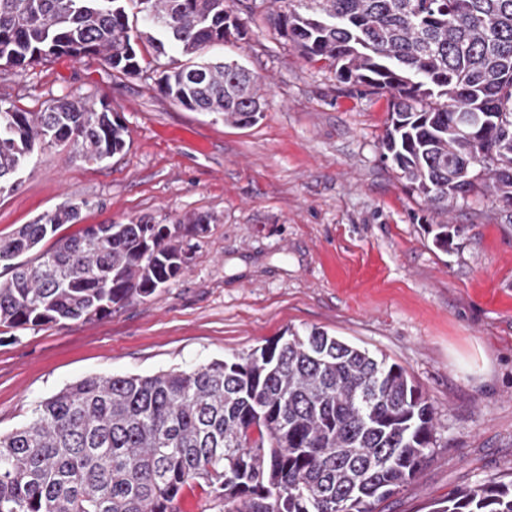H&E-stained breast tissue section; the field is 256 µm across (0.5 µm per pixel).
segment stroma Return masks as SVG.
<instances>
[{"label":"stroma","instance_id":"obj_1","mask_svg":"<svg viewBox=\"0 0 512 512\" xmlns=\"http://www.w3.org/2000/svg\"><path fill=\"white\" fill-rule=\"evenodd\" d=\"M243 39L210 48L269 91L247 127L160 94L158 71L123 76L100 58L0 73V98L36 112L51 99L111 108L126 146L102 161L36 149L0 193V237L81 204L59 236L145 216L209 215L187 237L189 267L146 300L91 321L0 326V434L88 376L151 375L249 352L286 329L324 330L403 366L434 407L418 477L384 512H431L462 486L512 472V209L450 214L409 194L380 158L390 96L341 83L242 15ZM464 225L451 253L428 225Z\"/></svg>","mask_w":512,"mask_h":512}]
</instances>
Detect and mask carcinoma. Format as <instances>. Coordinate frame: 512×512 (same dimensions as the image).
<instances>
[{
    "label": "carcinoma",
    "mask_w": 512,
    "mask_h": 512,
    "mask_svg": "<svg viewBox=\"0 0 512 512\" xmlns=\"http://www.w3.org/2000/svg\"><path fill=\"white\" fill-rule=\"evenodd\" d=\"M267 9L278 34L342 83L386 90L381 159L409 193L443 210L473 199L512 207V0H0V67L98 55L184 108L249 126L263 78L206 48L241 35L235 12ZM112 110L65 98L42 112L0 99V192L35 148L103 160L126 145ZM480 157L483 174L467 166ZM74 210L0 238V326L92 320L146 299L185 269L184 238L209 217L87 227L38 246ZM464 226L437 224L448 253ZM36 252L31 260L18 257ZM434 411L407 370L317 328L189 370L91 377L38 402L0 435V512H179L203 482L222 512H379L410 484L433 440ZM433 512H512V478L457 490Z\"/></svg>",
    "instance_id": "obj_1"
}]
</instances>
